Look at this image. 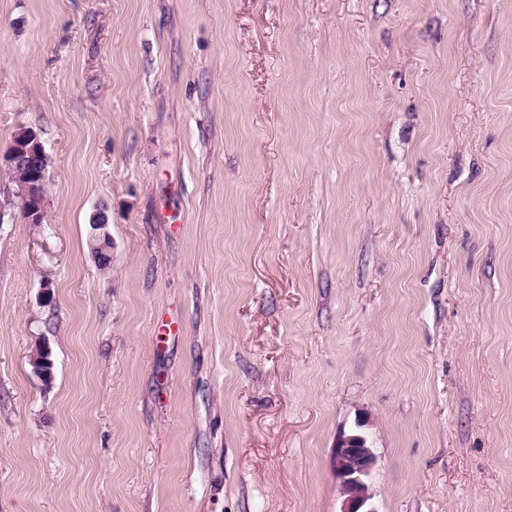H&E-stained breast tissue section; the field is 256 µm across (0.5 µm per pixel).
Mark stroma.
<instances>
[{
    "instance_id": "1",
    "label": "stroma",
    "mask_w": 512,
    "mask_h": 512,
    "mask_svg": "<svg viewBox=\"0 0 512 512\" xmlns=\"http://www.w3.org/2000/svg\"><path fill=\"white\" fill-rule=\"evenodd\" d=\"M21 127L0 512H512V0H0ZM48 156L37 133L30 127H21L14 134L11 145L0 154V170L10 172L13 197L23 216L31 224H42L46 204V187L41 176ZM89 245L94 258L101 266L112 262V236L104 215L98 213L89 224ZM361 427L342 432L336 440L333 468L344 498L341 512H377L369 503L372 498L370 477L376 456Z\"/></svg>"
}]
</instances>
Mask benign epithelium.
Segmentation results:
<instances>
[{
    "instance_id": "benign-epithelium-1",
    "label": "benign epithelium",
    "mask_w": 512,
    "mask_h": 512,
    "mask_svg": "<svg viewBox=\"0 0 512 512\" xmlns=\"http://www.w3.org/2000/svg\"><path fill=\"white\" fill-rule=\"evenodd\" d=\"M47 161L45 148L37 133L30 127L19 128L8 150L0 154V170L10 172L13 197L30 224L43 222L46 187L41 176ZM89 245L99 265H111L112 236L104 215L100 213L90 224ZM30 363L35 375L45 383L50 381L52 362L47 350L35 351ZM375 462L376 456L367 436L361 431V425L358 424L356 429L339 435L333 454V468L343 497L342 512H376L370 506V477Z\"/></svg>"
}]
</instances>
